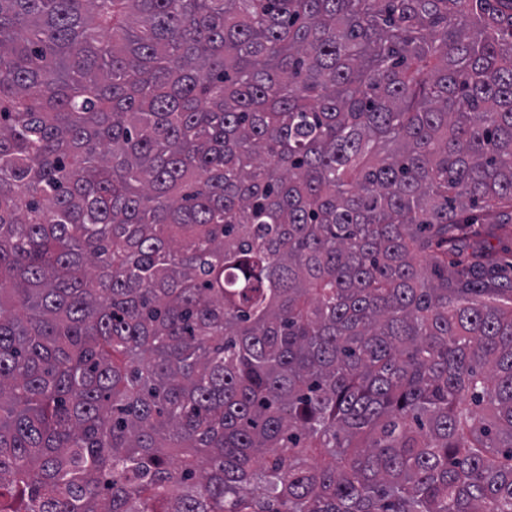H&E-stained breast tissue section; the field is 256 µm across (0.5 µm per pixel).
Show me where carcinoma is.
Instances as JSON below:
<instances>
[{"instance_id":"obj_1","label":"carcinoma","mask_w":512,"mask_h":512,"mask_svg":"<svg viewBox=\"0 0 512 512\" xmlns=\"http://www.w3.org/2000/svg\"><path fill=\"white\" fill-rule=\"evenodd\" d=\"M511 238L512 0H0V512H512Z\"/></svg>"}]
</instances>
